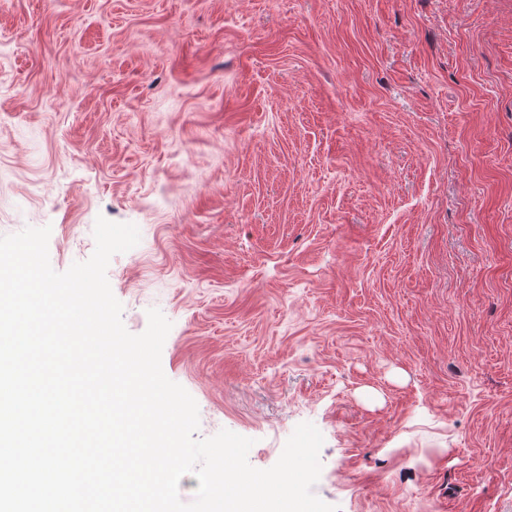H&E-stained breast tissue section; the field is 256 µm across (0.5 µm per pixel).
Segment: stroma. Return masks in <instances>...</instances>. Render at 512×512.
I'll use <instances>...</instances> for the list:
<instances>
[{
	"label": "stroma",
	"mask_w": 512,
	"mask_h": 512,
	"mask_svg": "<svg viewBox=\"0 0 512 512\" xmlns=\"http://www.w3.org/2000/svg\"><path fill=\"white\" fill-rule=\"evenodd\" d=\"M107 278L198 437L313 423L339 512H512V0H0V235Z\"/></svg>",
	"instance_id": "35a3bbf8"
}]
</instances>
